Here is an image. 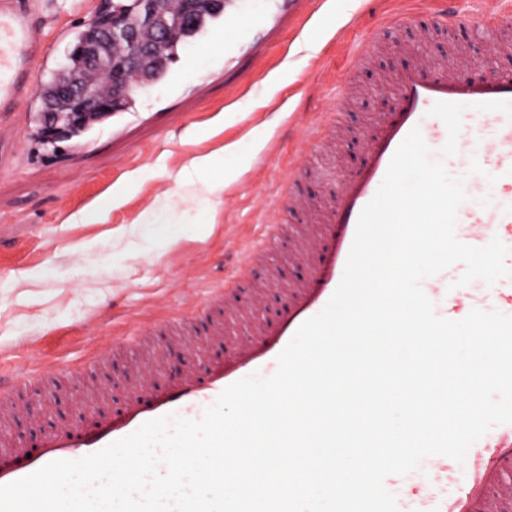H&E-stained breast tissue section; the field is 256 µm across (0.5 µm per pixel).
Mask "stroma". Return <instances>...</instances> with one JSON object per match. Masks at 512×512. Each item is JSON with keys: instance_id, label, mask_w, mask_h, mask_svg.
Returning <instances> with one entry per match:
<instances>
[{"instance_id": "stroma-1", "label": "stroma", "mask_w": 512, "mask_h": 512, "mask_svg": "<svg viewBox=\"0 0 512 512\" xmlns=\"http://www.w3.org/2000/svg\"><path fill=\"white\" fill-rule=\"evenodd\" d=\"M48 60L37 81L62 66L68 49L100 0H27ZM289 0H243L240 12L258 17L232 49L217 39L220 22L178 48L167 75L141 90L130 111L94 124L53 145L38 134L39 103L0 112V376H12L30 350L47 374L21 385L15 418L0 433L24 445L64 423L117 408L126 384L143 365L129 340L136 326L182 312L193 314L224 279L226 259L255 239L260 225L284 215L301 226L306 215L283 212L281 175L301 153V112L319 113L333 99L343 73L355 94L339 116L346 143L309 171L302 190L322 209L363 157L365 134L389 102L382 81L414 49L436 59L459 52L468 76L512 73V44L472 40L468 30L485 19L483 0H461L468 28L422 38L413 26L385 29L360 65L352 56L379 24L362 0H319L300 27L282 21ZM270 44L263 65L251 64L253 45ZM243 154L225 155V146ZM215 155L211 179L235 169L223 193L209 196L179 174L197 156ZM128 185L122 204L102 223L72 217L103 205L112 187ZM156 211L161 223L142 224ZM275 268L281 280L302 278L306 265L290 242H278L252 279ZM281 300L269 287L264 304L240 296L243 317H225L224 337H245L257 318ZM107 353L104 363L82 367L86 353ZM104 392L96 408L86 398Z\"/></svg>"}]
</instances>
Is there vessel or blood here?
Instances as JSON below:
<instances>
[{
  "label": "vessel or blood",
  "instance_id": "obj_1",
  "mask_svg": "<svg viewBox=\"0 0 512 512\" xmlns=\"http://www.w3.org/2000/svg\"><path fill=\"white\" fill-rule=\"evenodd\" d=\"M461 15L454 0H438L429 24L433 30L458 27ZM479 36L499 40L512 35V0H495L487 11ZM44 47L22 8L21 0H0V112L31 104L34 73L44 60ZM393 99L366 139L362 162L343 181L323 212L320 226L302 231L273 225L261 244L246 249L222 288L203 301L199 310L238 314L237 293L248 270L262 260L266 247L280 234L289 233L294 256L309 265L299 281L282 284L284 304L270 319L254 325L250 334L233 341L229 354L154 387L149 375L130 386V398L119 410L102 415L84 427H62L42 435L39 449L6 444L0 448V485L23 478L56 460H75L96 452L136 431L144 422L173 414L200 418L220 393L232 383L256 374L271 376L279 353L299 326L319 313L339 285L363 208L381 185L393 154L412 129H420L427 146L456 151L466 144L467 133L459 121L461 108H469L491 127L472 170L474 179L487 184L492 201L481 206H459L456 236L469 245L483 247L492 240L512 241V74H496L483 81L468 78L459 60L433 61L422 52L386 80ZM310 153L338 146L336 126L309 119L303 125ZM306 164L289 167L283 182L290 193L288 206L305 209L294 193ZM465 271L456 263L425 278L422 289L438 316L459 320L472 310L495 304L512 316V285L494 284L476 292L457 281ZM422 485L417 490L418 512H512V424L494 426L475 442L464 463L434 456L421 463Z\"/></svg>",
  "mask_w": 512,
  "mask_h": 512
}]
</instances>
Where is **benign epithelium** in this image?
Instances as JSON below:
<instances>
[{
    "label": "benign epithelium",
    "mask_w": 512,
    "mask_h": 512,
    "mask_svg": "<svg viewBox=\"0 0 512 512\" xmlns=\"http://www.w3.org/2000/svg\"><path fill=\"white\" fill-rule=\"evenodd\" d=\"M223 8L224 0H181L171 18V8L160 9L157 0H138L133 13L114 12L108 0H101L68 52L76 69L58 83L53 102L39 113L43 140H69L85 130L89 117H111L124 107L123 85L129 78L159 82L168 66L161 44L170 24ZM92 74L107 75V83H94Z\"/></svg>",
    "instance_id": "benign-epithelium-1"
}]
</instances>
